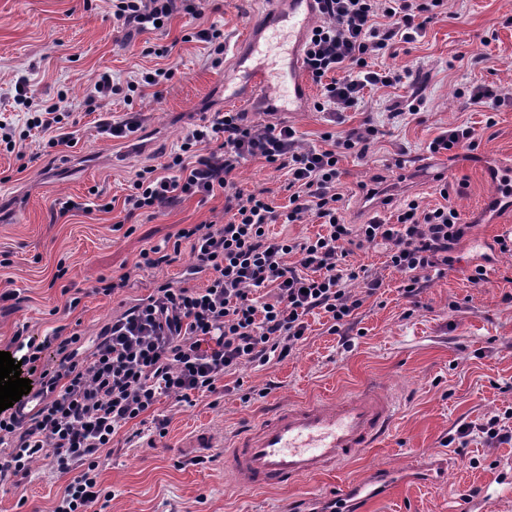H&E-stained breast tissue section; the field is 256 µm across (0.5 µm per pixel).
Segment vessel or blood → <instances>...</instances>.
<instances>
[{"mask_svg":"<svg viewBox=\"0 0 512 512\" xmlns=\"http://www.w3.org/2000/svg\"><path fill=\"white\" fill-rule=\"evenodd\" d=\"M317 20L316 0H267L243 42L231 49L225 105L304 111L310 100L304 45ZM394 419L391 399L372 384L338 399L284 403L226 443L224 463L253 487L292 485L374 447Z\"/></svg>","mask_w":512,"mask_h":512,"instance_id":"b4317fda","label":"vessel or blood"}]
</instances>
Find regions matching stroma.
<instances>
[{
    "instance_id": "1",
    "label": "stroma",
    "mask_w": 512,
    "mask_h": 512,
    "mask_svg": "<svg viewBox=\"0 0 512 512\" xmlns=\"http://www.w3.org/2000/svg\"><path fill=\"white\" fill-rule=\"evenodd\" d=\"M260 9L259 0H206L199 24L223 29L225 43L233 45ZM186 23L179 16L166 32L132 36L113 23L110 0H0V114L16 113L14 86L24 75L37 96L52 98L64 90L80 99L90 79L103 72L116 80L158 67L175 72L169 87L145 88L132 103L117 97L80 107L74 146L44 153L43 135L34 129L26 160L0 147V251H10L12 261L0 268V293L21 295L0 301V351L13 359L21 357L14 333L22 327L39 341L77 317L85 345L98 342L124 304L147 295L155 282L183 281L196 264L186 249L178 263L141 270L143 249L163 244L185 225L223 222L220 192L153 215L130 218L123 209L138 170L163 164L190 123L225 109L230 65H212L207 44L182 41ZM168 44L171 54L156 56ZM378 63L399 72L401 83L366 92L336 127L310 108L257 119L288 123L307 148L321 147L322 134L331 128L340 134L366 121L377 125L382 135L367 156L340 163L345 221L389 218L407 199L439 206L446 186L463 219L474 222V241L457 249L454 271L432 278L415 301L403 297L399 275L385 268L378 249L354 251L350 262L380 272L383 286L366 299L347 337L331 334L326 317L312 315L297 350L283 361L226 376L228 393L192 404L161 399L157 409L170 421L167 435L157 437L147 425L131 441L118 434L103 458L100 481L112 492L108 512H331L333 491L380 468L393 477L372 483L360 512H512V444L492 448L476 436L464 446L456 441L460 426L512 407V255L490 251L491 240L512 232V212L487 222L493 187L484 167L488 161L512 162V105L494 109L464 94L484 83L512 93V0H444L424 37ZM415 82L427 96L420 119L389 118L388 105L403 100ZM131 112L141 115L147 149L97 129L102 120L118 122ZM490 115L496 124L489 128ZM463 123L480 134L476 150L452 161L428 151L441 131ZM429 161L447 173V181L427 177ZM236 182L243 189H268L274 204L288 202L284 176L260 161L244 163ZM98 189L113 201L112 211L94 209ZM67 198L91 204V212L57 215L56 201ZM123 220L131 231L119 230ZM479 263L488 271L482 288L468 280ZM61 264L67 273L57 283L53 276ZM125 273L130 286L118 296L92 294L98 278ZM65 285L84 294L71 317L59 312ZM366 383L391 393L396 421L378 447L361 451L343 468L255 491L225 467V438L260 414L284 402L337 398ZM202 433L212 435L215 447H194ZM434 461L447 466V474L432 483L412 479L413 465ZM66 481L42 457L18 487L0 491V512H51ZM21 499L26 505L20 510Z\"/></svg>"
}]
</instances>
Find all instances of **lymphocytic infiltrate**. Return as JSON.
<instances>
[{
	"instance_id": "1",
	"label": "lymphocytic infiltrate",
	"mask_w": 512,
	"mask_h": 512,
	"mask_svg": "<svg viewBox=\"0 0 512 512\" xmlns=\"http://www.w3.org/2000/svg\"><path fill=\"white\" fill-rule=\"evenodd\" d=\"M444 0H317L322 22L310 31L304 67L319 86L316 111L342 123L357 109L365 91L401 81L382 69L374 56L422 38L438 17ZM199 0H112L117 25L142 34L169 26L178 15L199 17ZM175 76L158 69L150 75L117 82L99 75L90 97L132 99L148 86L162 87ZM13 101L26 114V129L47 133L43 146L74 144L79 108L67 93L42 99L30 92L28 77L15 83ZM380 130L366 123L323 136L320 148L302 147L289 125L247 121L241 112H219L192 124L161 167L136 172L123 206L127 216L159 209L193 197L224 195L229 218L180 228L140 254V267L154 269L177 262L183 249L197 260L204 286L158 284L113 318L99 343L84 356L74 347L78 329L60 325L42 341L28 340L25 361L39 370L41 403L28 419L16 408L0 412V486L17 484L45 450L69 481L52 512H106L112 492L100 482L101 452L134 421L151 420L158 436L169 421L154 414L162 397L191 403L218 392L217 384L242 366L284 360L305 339L310 315H325L329 331L346 335L367 297L382 281L366 266L349 264L350 248L376 245L401 276L399 290L417 298L430 276L453 270L458 247L470 236L452 203L432 209L411 200L393 220L349 224L342 213L339 163L349 154L366 155ZM210 145L200 153L201 145ZM262 161L287 177L288 203L273 206L261 191L238 188L233 180L242 162ZM322 233L298 239L273 234L274 224H299L306 216ZM365 286L352 295L350 282ZM55 348L59 361L39 369L43 351Z\"/></svg>"
}]
</instances>
